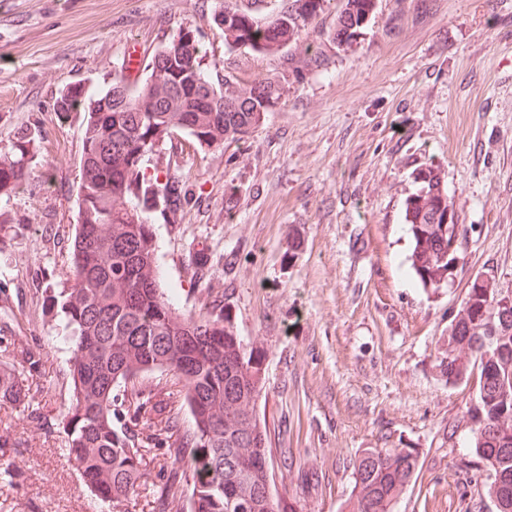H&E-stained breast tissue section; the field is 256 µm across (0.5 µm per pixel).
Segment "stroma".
I'll use <instances>...</instances> for the list:
<instances>
[{"label":"stroma","instance_id":"obj_1","mask_svg":"<svg viewBox=\"0 0 512 512\" xmlns=\"http://www.w3.org/2000/svg\"><path fill=\"white\" fill-rule=\"evenodd\" d=\"M264 20L282 0H0V152L42 136L29 183L0 197V362L27 407L0 401V512H95L69 462L63 322L47 291L70 288L83 124L56 100L144 75L148 51L191 31L206 75L279 81L247 140L160 143L148 174H177L188 202L148 211L161 286L181 313L230 312L265 357L257 413L275 494L297 512H343L366 448H415L394 512H487L467 414L438 353L475 277L512 296V0H378L351 47L331 39L339 0L300 41L228 49L224 4ZM438 167L461 226L452 281L426 289L404 221L416 172ZM237 204L226 210L225 200ZM124 512H159L170 480L156 450Z\"/></svg>","mask_w":512,"mask_h":512}]
</instances>
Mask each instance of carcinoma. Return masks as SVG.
Instances as JSON below:
<instances>
[{
	"mask_svg": "<svg viewBox=\"0 0 512 512\" xmlns=\"http://www.w3.org/2000/svg\"><path fill=\"white\" fill-rule=\"evenodd\" d=\"M325 0H287L275 14L277 33L249 10L224 6V45L246 46L274 54L299 40L305 27L323 11ZM378 0H340L332 39L350 46L377 8ZM186 77L194 84L182 90L177 112H160L177 79L152 70L136 85L126 104L112 89L96 99L75 87L83 100L85 133L79 185V224L72 244L73 284L45 296L48 312L65 320L72 344V399L63 418L68 458L84 487L97 500L117 508L145 475V449L128 429L114 424L119 392L136 387L155 371L172 373L181 386L182 404L193 419L192 431L165 448L172 478L158 490L169 512H285L274 496V470L266 423L256 412L265 366L263 355L247 349L234 330L230 312L198 317L179 314L159 291L152 225L143 212L145 195L164 208L179 209L186 189L175 174L165 182L146 175L142 149L172 139L175 132L200 147H220L248 137L264 121L257 85L226 71L209 80L202 74L196 44L183 48ZM217 91L224 108L196 112L197 100ZM39 135L26 137L0 156V194L23 188L32 174ZM417 190L405 201V224L413 241L411 269L425 288L448 280L450 262L462 245L460 225L443 223L448 192L440 173L428 166L416 175ZM486 278H475L465 304L449 326L439 366L455 385L477 376L468 408L473 425L472 448L480 462L494 461L501 480L486 488L499 503L497 512H512V398L498 388H512V304L492 328L470 327L483 321L486 309L502 302ZM155 402L133 404V417L167 431L174 416L170 393ZM0 398L21 404L23 390L0 363ZM414 448H366L354 463L355 481L348 512H392L418 468Z\"/></svg>",
	"mask_w": 512,
	"mask_h": 512,
	"instance_id": "obj_1",
	"label": "carcinoma"
}]
</instances>
